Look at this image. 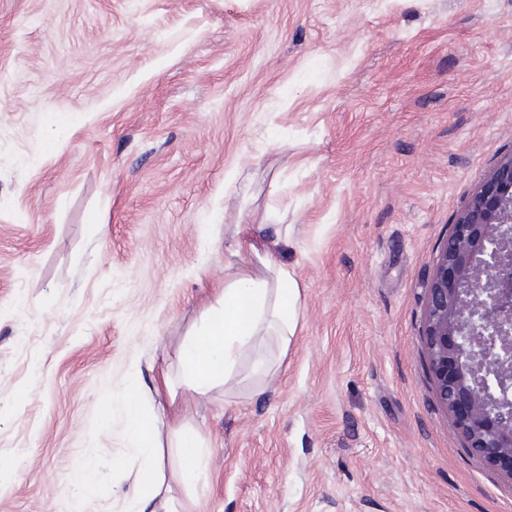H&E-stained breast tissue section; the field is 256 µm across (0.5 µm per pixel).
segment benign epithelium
<instances>
[{
  "label": "benign epithelium",
  "instance_id": "benign-epithelium-1",
  "mask_svg": "<svg viewBox=\"0 0 512 512\" xmlns=\"http://www.w3.org/2000/svg\"><path fill=\"white\" fill-rule=\"evenodd\" d=\"M422 339L435 398L465 449L512 477V153L469 197L440 249Z\"/></svg>",
  "mask_w": 512,
  "mask_h": 512
}]
</instances>
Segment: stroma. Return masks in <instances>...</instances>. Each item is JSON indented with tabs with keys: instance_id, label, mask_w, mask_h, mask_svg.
Here are the masks:
<instances>
[{
	"instance_id": "obj_1",
	"label": "stroma",
	"mask_w": 512,
	"mask_h": 512,
	"mask_svg": "<svg viewBox=\"0 0 512 512\" xmlns=\"http://www.w3.org/2000/svg\"><path fill=\"white\" fill-rule=\"evenodd\" d=\"M509 153L512 0H0V512H126L121 399L279 224L298 334L267 384L245 359L231 392L177 386L175 512H512L422 343L436 257ZM176 448H179V478L181 480L196 478L204 469L197 433L190 428L181 427L178 431Z\"/></svg>"
}]
</instances>
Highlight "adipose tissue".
<instances>
[{"label":"adipose tissue","mask_w":512,"mask_h":512,"mask_svg":"<svg viewBox=\"0 0 512 512\" xmlns=\"http://www.w3.org/2000/svg\"><path fill=\"white\" fill-rule=\"evenodd\" d=\"M301 289L293 271L268 254L256 262L224 266V282L203 308L204 320L178 350V375L161 371L153 387L152 404L138 398L122 402L131 440L129 460L143 461L141 479L131 497V512H148L152 488L160 471L155 463L160 446L161 396L183 384L196 396L232 383L245 356H252L255 373L274 377L278 361L268 349L286 354L298 328Z\"/></svg>","instance_id":"ef3b65f1"}]
</instances>
